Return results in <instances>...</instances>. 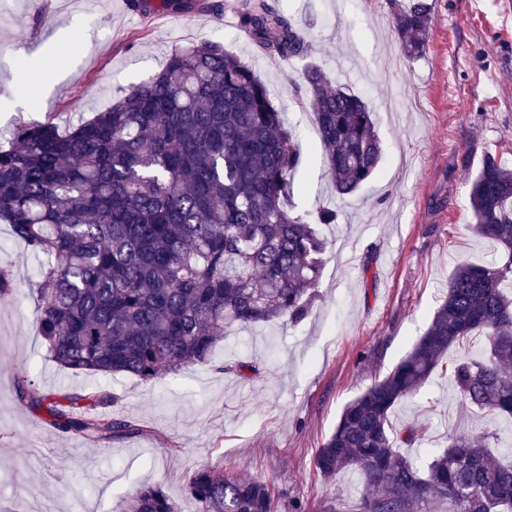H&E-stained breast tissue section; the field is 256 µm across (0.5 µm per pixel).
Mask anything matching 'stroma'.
<instances>
[{"label": "stroma", "instance_id": "35a3bbf8", "mask_svg": "<svg viewBox=\"0 0 512 512\" xmlns=\"http://www.w3.org/2000/svg\"><path fill=\"white\" fill-rule=\"evenodd\" d=\"M192 14L133 15L127 0H0V142L21 122L54 117L60 128L106 110L148 81L187 43L218 42L248 63L282 106L301 145L313 115L302 88L307 62L363 95L375 113L382 158L377 174L336 197L309 154L301 207L337 211L324 226L328 253L312 312L232 328L210 363L178 375L107 382L122 401L113 414L144 434L92 444L55 428L15 396L28 377L34 394L88 391L98 379L53 362L38 334L41 256L0 224V265L16 274L0 296V507L9 512H120L136 488L159 485L182 512L202 464L273 486L278 512H346L360 497L356 473L321 477L314 458L343 407L382 379L427 329L459 261L483 263L498 246L469 226L470 182L486 153L512 166V0H432L425 52H403L388 0H269L311 40L310 61L255 51L237 27L238 0ZM64 40H56L61 29ZM73 61L41 98L42 55ZM256 365L246 376L232 364ZM422 433L403 446L425 465L451 434L507 431L503 417L476 418L433 374L390 417Z\"/></svg>", "mask_w": 512, "mask_h": 512}]
</instances>
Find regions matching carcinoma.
Returning a JSON list of instances; mask_svg holds the SVG:
<instances>
[{"label": "carcinoma", "mask_w": 512, "mask_h": 512, "mask_svg": "<svg viewBox=\"0 0 512 512\" xmlns=\"http://www.w3.org/2000/svg\"><path fill=\"white\" fill-rule=\"evenodd\" d=\"M134 12H186L192 0H128ZM409 58L422 54L430 0H389ZM238 27L267 54L307 59L313 45L268 0H241ZM321 154L337 196L375 174L381 143L365 99L304 71ZM304 160L295 135L253 69L219 43L176 50L164 69L108 109L62 132L49 118L18 124L0 145V223L44 258L38 333L49 357L75 373L152 381L210 361L224 330L309 315L338 214L298 211ZM476 235L501 248L486 264L460 262L425 333L380 381L349 402L315 455L325 479L358 473L355 512H512V461L491 452L498 433L448 436L424 468L399 451L418 437L390 415L433 374L448 376L480 416L512 419V168L488 153L471 182ZM486 350H474L477 340ZM461 356L448 361V352ZM20 400L89 442L141 435L112 417L122 396L75 389L64 401ZM201 512H274L273 486L200 465L186 486ZM122 512H180L160 486L126 498Z\"/></svg>", "instance_id": "carcinoma-1"}]
</instances>
